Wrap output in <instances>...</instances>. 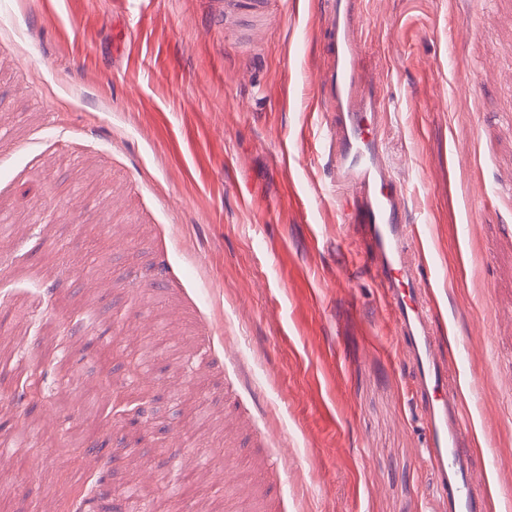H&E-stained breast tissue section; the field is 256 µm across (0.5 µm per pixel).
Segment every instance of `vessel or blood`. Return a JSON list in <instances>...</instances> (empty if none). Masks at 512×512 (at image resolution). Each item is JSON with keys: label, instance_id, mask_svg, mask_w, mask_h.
I'll use <instances>...</instances> for the list:
<instances>
[{"label": "vessel or blood", "instance_id": "vessel-or-blood-1", "mask_svg": "<svg viewBox=\"0 0 512 512\" xmlns=\"http://www.w3.org/2000/svg\"><path fill=\"white\" fill-rule=\"evenodd\" d=\"M319 4L327 45L326 65L314 77L326 114L318 142L336 173L337 192L358 202L352 221L361 228L364 253L394 322L401 362L412 373L436 506L438 512H487L486 498L475 487L470 431L448 387L435 336L437 302L419 286L427 263L421 230L407 214L405 182L392 170L378 135L387 110L382 81L360 66L359 0Z\"/></svg>", "mask_w": 512, "mask_h": 512}]
</instances>
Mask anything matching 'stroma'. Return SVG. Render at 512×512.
I'll list each match as a JSON object with an SVG mask.
<instances>
[{
  "instance_id": "35a3bbf8",
  "label": "stroma",
  "mask_w": 512,
  "mask_h": 512,
  "mask_svg": "<svg viewBox=\"0 0 512 512\" xmlns=\"http://www.w3.org/2000/svg\"><path fill=\"white\" fill-rule=\"evenodd\" d=\"M216 2L0 0V512H59L89 476L94 512H123L189 460L195 488L158 512H431L399 340L324 195L323 16L220 23ZM359 25L478 487L512 512V0H364ZM148 336L152 436L128 448L80 394L110 399ZM32 370L50 398L29 413ZM227 466L243 488L213 498ZM15 393L18 403L24 405L27 410H33L42 405V390L33 381L29 380L28 376L25 379L20 378V376L16 377Z\"/></svg>"
}]
</instances>
